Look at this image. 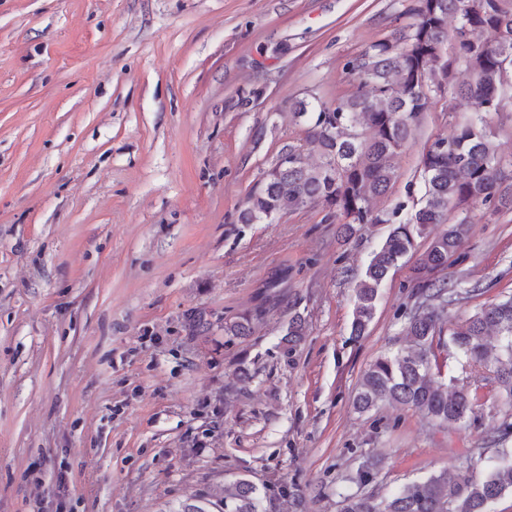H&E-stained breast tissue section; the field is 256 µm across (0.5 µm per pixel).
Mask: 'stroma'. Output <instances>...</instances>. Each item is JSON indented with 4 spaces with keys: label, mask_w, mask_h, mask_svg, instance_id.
<instances>
[{
    "label": "stroma",
    "mask_w": 512,
    "mask_h": 512,
    "mask_svg": "<svg viewBox=\"0 0 512 512\" xmlns=\"http://www.w3.org/2000/svg\"><path fill=\"white\" fill-rule=\"evenodd\" d=\"M411 2L0 0V512H178L240 478L268 512H339L341 491L384 499L494 455L504 410L455 346L439 361L479 388L475 419L352 405L369 365L409 344L407 257L350 335L388 225L345 242L319 207L238 221L286 144L320 161L290 104L348 93L346 62ZM445 107L374 209L420 197ZM445 275L463 288L455 323L512 293V213L475 210ZM259 307L252 336H225Z\"/></svg>",
    "instance_id": "35a3bbf8"
}]
</instances>
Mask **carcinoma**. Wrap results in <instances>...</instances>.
Segmentation results:
<instances>
[{
    "instance_id": "obj_1",
    "label": "carcinoma",
    "mask_w": 512,
    "mask_h": 512,
    "mask_svg": "<svg viewBox=\"0 0 512 512\" xmlns=\"http://www.w3.org/2000/svg\"><path fill=\"white\" fill-rule=\"evenodd\" d=\"M405 15L409 22L397 26L390 38L347 61L349 94L332 102L292 103L305 141L319 150L321 161L309 165L301 146H284L238 221L256 224L321 206L339 222L345 239L367 224L391 225L355 284L351 336L365 334L389 272L410 254L416 256L415 301L402 317L412 348L377 357L360 380L353 406L361 413L382 404L407 407L445 426L469 420L482 396L468 385L434 379L441 375L435 349L446 345L441 313L448 303V280L442 272L458 252L472 209L512 211V154L498 151L490 129L512 92V0H416ZM459 67L470 74L464 84L453 79ZM438 99L448 100L450 113L467 105V115L423 152V194L409 210L404 204L373 210V200L398 178L391 159L407 147L419 116ZM436 224L448 228L431 238ZM426 238L427 247L418 251V240ZM261 316L257 309L224 323V335H251ZM450 339L467 361L488 369L496 400L512 408V296L477 309L451 330ZM508 493L512 453L504 449L482 473H432L385 500L342 492L341 512H489ZM266 500L267 492L240 478L224 497V512H267Z\"/></svg>"
}]
</instances>
